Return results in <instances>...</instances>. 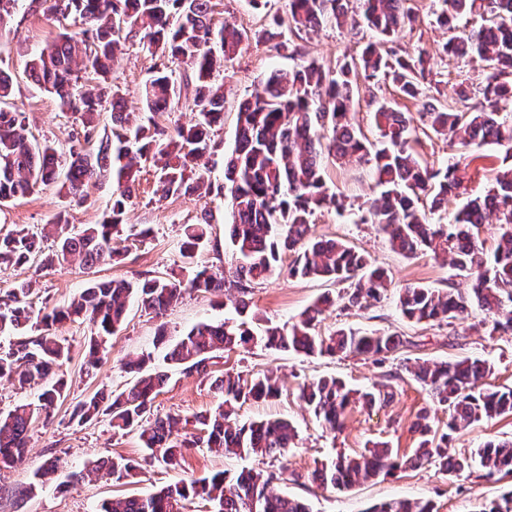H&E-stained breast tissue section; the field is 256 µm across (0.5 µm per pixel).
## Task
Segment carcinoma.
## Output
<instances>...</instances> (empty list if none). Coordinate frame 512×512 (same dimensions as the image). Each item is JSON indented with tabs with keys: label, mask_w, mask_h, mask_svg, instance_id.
<instances>
[{
	"label": "carcinoma",
	"mask_w": 512,
	"mask_h": 512,
	"mask_svg": "<svg viewBox=\"0 0 512 512\" xmlns=\"http://www.w3.org/2000/svg\"><path fill=\"white\" fill-rule=\"evenodd\" d=\"M48 10L68 18L78 15L85 25L81 34L63 29L57 37L26 63V74L40 90L54 95L59 106L75 115L83 138L72 136L71 158L65 177L58 172L55 144L29 134L22 113L13 110V81L0 70V206L25 197L39 188L59 184L58 193L82 199L89 185L112 181V204L100 224H86L68 233L65 213L58 212L52 224L59 227L54 251L45 253L42 233L17 226L0 234V265L20 267L37 263L43 267L78 257L85 268L111 261L126 248L122 216L131 200V189L146 168H154L156 192L163 197L212 191L207 171L198 165L211 148L215 126L223 122L224 85L213 74L233 58L247 34L230 23L214 27L212 0H44ZM411 0H288V11L273 18L263 32L274 48L285 50L288 32L342 25L348 13L362 20V36L376 34L390 41L413 27L416 15ZM436 23L449 31L465 16H477L481 24L469 32L452 35L443 51L457 61L478 57L489 63L480 85L462 78L456 83V105L443 103L426 93L423 85L430 69L427 53L389 50L377 52L365 42L360 51L326 67L315 60L299 59L288 71H273L239 107L236 147L227 160L224 196L229 200L232 222L231 245L236 254L232 279L207 267L194 270L186 280L176 274L92 281L70 304L33 315L26 282H16L0 303V335L29 328L37 335L0 353V377L18 376L24 387L36 384L38 403H24L0 412V471L15 467L24 455L30 431L38 422L48 424L51 409L64 397L67 381L56 370L70 359V347L56 336L54 326L66 321H89L96 331L89 345L88 364L96 365L100 340L112 335L135 300L144 311L160 317L186 291H212L226 286L243 296L261 284L277 267L281 256H294L289 274L347 284L344 307L366 308L386 295L390 279L386 271L369 264L353 247L332 239H315L311 224L316 212L341 211L344 201L327 187L322 161L329 156L341 163L370 167L379 197L362 216L363 224H376L391 247L408 256L430 251L449 258L452 267L467 272L471 288L435 289L411 286L399 294L402 315L414 323L450 325L476 301L494 316L492 331L512 332V117L502 116V107L512 103V0H434ZM141 36L147 49L156 48L167 58L145 88L144 113L124 109L123 97L108 81L110 62L127 40ZM183 63L192 65L197 88L193 106L199 114L189 127L173 131L158 117L171 114L179 105L181 85L175 77ZM101 78L98 93L81 90V70ZM378 85L392 84L418 112H403L374 91H369L378 139L371 143L352 121L354 87L358 79ZM112 110V128L97 134L99 107ZM443 135L451 131L460 160L436 168L415 149L417 131ZM484 144H495L507 165L494 174V185L482 198L467 201L455 222L441 224L432 215L440 212L448 196L463 187L468 165L461 159ZM500 224L495 248L484 250L479 230L490 216ZM209 213L184 227L181 256L190 261L208 241ZM331 304L325 296L284 327H269L256 335L245 323L226 318L202 322L176 342L165 331L157 343L165 349L163 361L186 373L206 374L216 352H231L251 342L267 349L293 350L307 356L353 354L372 356L378 363L395 356L406 340L393 333L362 332L339 328L327 336L315 333L316 322ZM152 355L146 354L128 367L139 373L119 393H96L79 402L72 418L80 423L101 415L110 417L117 432H136L148 456L175 465L188 448H218L232 457L254 456L281 461L294 447L297 432L287 419L241 422L237 408L248 400L275 397L279 387L269 376L242 378L226 374L213 381L224 394L214 414L196 422L205 437H180V419H150L153 400L165 385L164 371L140 373ZM436 401L448 408L446 430L439 431L428 407L417 411L413 432L417 445L404 459L386 442H373L363 452L338 454L314 470L313 481L322 487L348 489L404 466H434L457 475L471 467L468 457L448 455V438L460 430L493 417L512 415V388L480 385L485 361L461 358L450 362L417 363L405 367ZM389 381L370 391L353 390L334 377H320L300 389V398L323 426L342 425L348 409L356 404L387 406L394 397ZM486 475L512 471V439L489 441L477 452ZM115 482L130 483L141 463L122 456L91 463ZM285 467L276 470L241 471L230 477L224 471L198 480H181L145 495L114 497L103 501L99 512H188L193 499L207 497L216 512H310L302 501L277 493L272 485L283 479ZM369 512H436L429 500L394 499L373 506Z\"/></svg>",
	"instance_id": "cac0c4a2"
}]
</instances>
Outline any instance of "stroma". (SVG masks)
Segmentation results:
<instances>
[{
  "mask_svg": "<svg viewBox=\"0 0 512 512\" xmlns=\"http://www.w3.org/2000/svg\"><path fill=\"white\" fill-rule=\"evenodd\" d=\"M287 2L270 0L268 5L256 9L249 0H219L216 7L214 25L233 23L247 32L248 39L233 59L224 64V123L214 133L213 148L201 160L212 182L211 194L203 199L193 194L161 199L154 193V172L144 173L124 216L125 231L133 239L119 263L101 264L89 270L76 259L51 268L35 263L8 267L0 269V291L15 282L26 281L32 287L35 306L54 307L70 303L93 278L133 279L170 271L184 278L193 265L229 270L233 259L224 234L225 224L231 221L222 193L226 183L225 163L235 145L240 101L249 97L260 80L272 71L288 70L297 63L298 57L286 50H274L270 42L259 36L269 15L285 12ZM413 6L418 14L414 29L400 33L394 43H381L380 48L386 51L394 47L409 53L420 47L427 49L432 56V91L437 92L440 100L454 102L455 74L481 81L483 64L477 60L461 64L440 54L439 48L447 34L435 22L432 0H413ZM61 28V23L44 13L34 0H23L6 26L0 28V68L13 78V103L23 112L29 129L39 139L55 142L64 151L71 134L80 125L49 93L32 85L25 73L30 55L54 39ZM289 40L299 48L300 57L327 66L334 65L342 55L356 53L360 46L358 36L347 25L293 33ZM162 61L161 54L149 53L139 39H130L123 45L115 75L128 110H142L144 85L154 66ZM480 152L482 157L470 165L462 188L463 195L471 198L486 193L495 169L503 161L502 153L494 146H483ZM324 177L331 190L344 195L346 210L341 215L332 210L316 213L314 236L342 240L364 252L374 265L387 270L392 286L380 303L369 308L344 311L332 307L321 316L316 330L322 335L342 327L385 331L406 337V347L395 358L379 364L365 356H307L256 345L218 354L211 361L209 376L203 377L166 365L162 360L163 349L155 345L156 332L165 330L168 340L173 342L199 322L234 317L236 293L187 292L159 318L141 311L138 305H131L124 323L102 347L101 361L93 369L85 364V350L94 332L92 325L82 320L65 323L56 334L71 348L67 365L71 379L69 394L55 406L48 427L39 426L31 431L23 462L0 473V512H96L103 500L115 495H147L184 479H198L217 471L232 476L256 467L254 458L227 457L220 450L205 447L189 449L176 467L156 460L149 462L137 434L113 431L108 417L82 424L72 421L74 406L95 391L102 388L119 391L129 386L135 376L126 371L125 361L146 353L153 354L154 368L167 371L169 376L152 403V417L180 416L187 421L186 432L194 434L199 431L196 416L213 412L221 401L211 388L212 377L231 371L248 378L264 374L277 378L282 388L278 398L247 401L238 415L243 421L286 418L293 422L297 438L288 457L292 478L280 484L279 489L305 500L312 512H368L373 505L398 497L432 500L437 512H477L481 504L512 488V477L488 478L476 465L454 476L432 466L408 469L341 491L324 489L312 482L310 475L321 463L340 453L362 451L372 441H386L399 453L412 454L416 437L411 426L417 410L429 404L431 396L420 383L403 375L389 406L382 409L352 406L342 431L333 433L322 428L299 400L298 386L306 380L334 376L349 387L369 388L383 382L386 374L401 372L406 363L471 357L487 362L490 371L486 383L512 387V334L492 333L491 319L480 307L470 306L462 319L450 326H440L411 323L397 306L400 288L421 285L463 289L468 284L465 274L426 252L409 257L394 251L376 225L361 223L363 210L378 195L368 167L341 165L328 159L324 162ZM112 191L111 181L98 182L84 203L77 204L60 197L55 187L44 188L0 207V230L5 232L17 225L41 228L56 212L63 210L68 215L70 232H77L83 225L101 222ZM205 209L211 213L209 239L197 251L193 262H185L179 252L183 227L195 223ZM287 267V262H280L275 272L249 293L247 313L252 329L260 331L272 324H288L319 298L339 297L341 290L336 283L292 278L287 274ZM506 439H512V416L485 419L453 434L448 452L468 456L486 441ZM119 455L140 460L137 483H116L96 473H85L79 480L72 477L73 472L83 471L89 462ZM51 457L59 458L62 468L51 480L36 483V472Z\"/></svg>",
  "mask_w": 512,
  "mask_h": 512,
  "instance_id": "1",
  "label": "stroma"
}]
</instances>
